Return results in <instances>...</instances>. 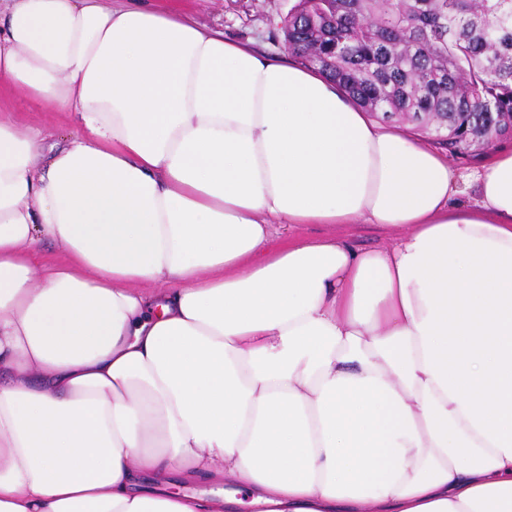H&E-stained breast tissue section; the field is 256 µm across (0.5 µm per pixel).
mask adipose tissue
I'll list each match as a JSON object with an SVG mask.
<instances>
[{
    "instance_id": "adipose-tissue-1",
    "label": "adipose tissue",
    "mask_w": 512,
    "mask_h": 512,
    "mask_svg": "<svg viewBox=\"0 0 512 512\" xmlns=\"http://www.w3.org/2000/svg\"><path fill=\"white\" fill-rule=\"evenodd\" d=\"M6 2L0 81L77 131L0 114V512H512V149L461 208L317 70ZM362 220L394 239L308 232Z\"/></svg>"
}]
</instances>
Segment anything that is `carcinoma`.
I'll use <instances>...</instances> for the list:
<instances>
[{"mask_svg":"<svg viewBox=\"0 0 512 512\" xmlns=\"http://www.w3.org/2000/svg\"><path fill=\"white\" fill-rule=\"evenodd\" d=\"M283 41L384 123L470 156L512 137V0H297Z\"/></svg>","mask_w":512,"mask_h":512,"instance_id":"cac0c4a2","label":"carcinoma"}]
</instances>
